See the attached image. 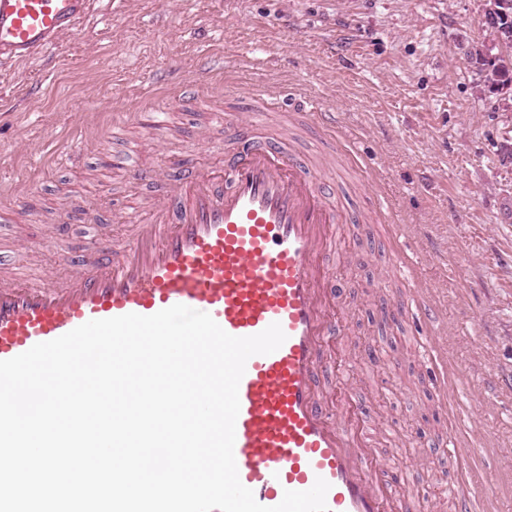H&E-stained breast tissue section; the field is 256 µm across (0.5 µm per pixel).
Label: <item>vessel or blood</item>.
Wrapping results in <instances>:
<instances>
[{
  "mask_svg": "<svg viewBox=\"0 0 512 512\" xmlns=\"http://www.w3.org/2000/svg\"><path fill=\"white\" fill-rule=\"evenodd\" d=\"M91 3L0 0V64L45 56L88 17ZM252 98L255 111L281 114L277 92L257 88ZM209 102L197 81L186 80L154 110ZM297 117L302 128L320 131L323 159L349 164L352 152L321 107L307 105ZM211 124L224 146L219 168L161 174L117 157L129 179L159 189L123 241L84 251L65 277L0 278V360L93 319L149 316L176 304L210 314L236 337L280 324L284 343L249 358L239 384L234 456L241 483L265 506L321 478L330 485L329 512H419L421 494L405 491V475L378 457L343 393L338 349L347 320L326 254L336 245V225L352 220L344 193L329 190L324 172L297 153L295 138L231 109L213 112ZM361 217L393 241L380 261L407 285L400 304L436 323L432 291L418 287L386 203L366 195ZM448 493L455 512H473L478 488L458 482Z\"/></svg>",
  "mask_w": 512,
  "mask_h": 512,
  "instance_id": "1",
  "label": "vessel or blood"
}]
</instances>
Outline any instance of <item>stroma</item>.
I'll list each match as a JSON object with an SVG mask.
<instances>
[{"label": "stroma", "instance_id": "35a3bbf8", "mask_svg": "<svg viewBox=\"0 0 512 512\" xmlns=\"http://www.w3.org/2000/svg\"><path fill=\"white\" fill-rule=\"evenodd\" d=\"M483 0H97L94 17L47 57L0 70V267L32 279L69 268L102 236H121L150 191L129 183L112 156L171 164L186 146L201 166L220 152L197 148L205 110L151 112L111 131L112 115L170 96L198 77L216 107L249 114L248 89L265 86L293 107L315 95L335 110L340 132L419 252V277L440 310L448 407L440 380L418 354L423 329L382 301L399 288L373 261L392 243L373 224L336 227V275L354 281L343 298L350 322L346 390L365 410L373 444L431 490L422 512H454L446 486L465 468L486 489L484 512H512V83L483 84L490 44ZM86 139L81 166H52L57 142ZM69 210V235L46 241ZM457 417L464 463L431 443Z\"/></svg>", "mask_w": 512, "mask_h": 512}]
</instances>
